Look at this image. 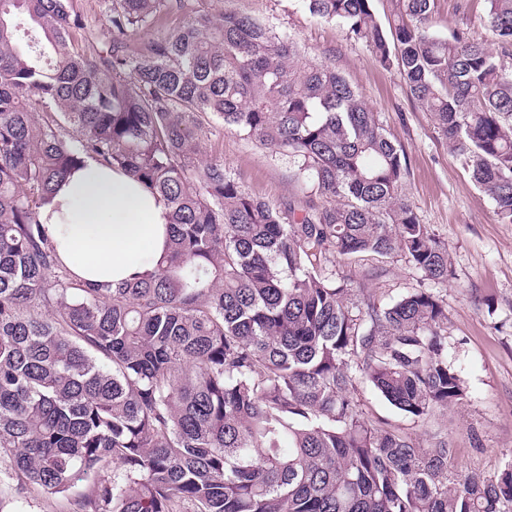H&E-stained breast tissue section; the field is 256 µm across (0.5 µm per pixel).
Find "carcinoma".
Masks as SVG:
<instances>
[{"mask_svg": "<svg viewBox=\"0 0 512 512\" xmlns=\"http://www.w3.org/2000/svg\"><path fill=\"white\" fill-rule=\"evenodd\" d=\"M101 2L99 50L71 0H0V512L83 480L69 512H512V456L459 474L450 442L422 448L354 397L361 379L423 419L466 396L439 293L354 298L336 276L338 254L452 274L362 93L249 14ZM301 2L398 71L511 224L512 0H485L495 51L431 32L435 0H393L385 23L373 0ZM224 129L288 156L306 205L200 161ZM87 158L168 206L152 270L87 285L59 259L39 209Z\"/></svg>", "mask_w": 512, "mask_h": 512, "instance_id": "obj_1", "label": "carcinoma"}]
</instances>
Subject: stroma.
Instances as JSON below:
<instances>
[{
  "instance_id": "1",
  "label": "stroma",
  "mask_w": 512,
  "mask_h": 512,
  "mask_svg": "<svg viewBox=\"0 0 512 512\" xmlns=\"http://www.w3.org/2000/svg\"><path fill=\"white\" fill-rule=\"evenodd\" d=\"M195 6L213 14L244 10L294 38L308 61L332 65L358 88L403 147L406 193L421 223L449 245L454 275L439 293L448 305V352L465 381L467 398L417 422L369 383H357L354 396L365 418L400 427L423 446L450 441L459 471L496 470L512 452V224L497 221L492 202L449 152L400 75L379 67L369 48L342 27L313 18L300 0H195ZM484 9V0H436L433 29L448 36L464 28L474 39L489 42ZM214 154L252 194L281 206L303 202L286 156L270 155L232 131L220 135ZM336 270L360 284L363 293L386 300L423 281L400 256L386 263L340 256Z\"/></svg>"
}]
</instances>
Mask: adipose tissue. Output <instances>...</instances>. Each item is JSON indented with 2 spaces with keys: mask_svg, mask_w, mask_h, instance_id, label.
<instances>
[{
  "mask_svg": "<svg viewBox=\"0 0 512 512\" xmlns=\"http://www.w3.org/2000/svg\"><path fill=\"white\" fill-rule=\"evenodd\" d=\"M59 257L85 283L151 270L166 249L169 209L125 173L87 161L39 213Z\"/></svg>",
  "mask_w": 512,
  "mask_h": 512,
  "instance_id": "ef3b65f1",
  "label": "adipose tissue"
}]
</instances>
